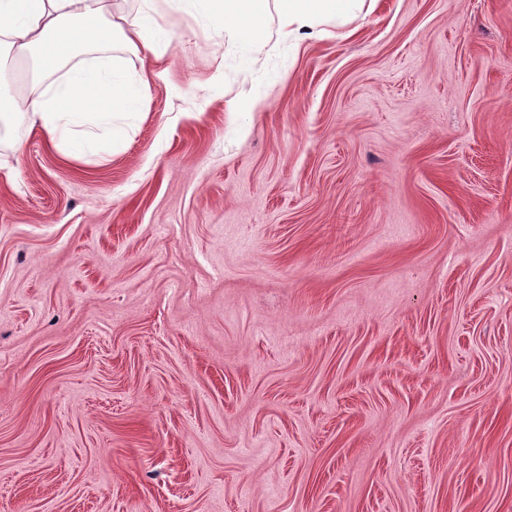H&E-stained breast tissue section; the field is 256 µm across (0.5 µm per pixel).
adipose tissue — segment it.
<instances>
[{
	"label": "adipose tissue",
	"instance_id": "1",
	"mask_svg": "<svg viewBox=\"0 0 512 512\" xmlns=\"http://www.w3.org/2000/svg\"><path fill=\"white\" fill-rule=\"evenodd\" d=\"M216 18L225 47L266 44L268 20L281 41L318 35L320 26L350 21L364 0H166ZM171 36L150 9L127 17L119 0H0V73L26 71L16 92L0 93V124L39 129L56 148L94 144L116 116L138 111L153 79L165 76L158 44ZM122 50L135 73L115 65Z\"/></svg>",
	"mask_w": 512,
	"mask_h": 512
}]
</instances>
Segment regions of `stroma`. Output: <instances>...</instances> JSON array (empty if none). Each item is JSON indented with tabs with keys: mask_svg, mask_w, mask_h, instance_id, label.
Instances as JSON below:
<instances>
[{
	"mask_svg": "<svg viewBox=\"0 0 512 512\" xmlns=\"http://www.w3.org/2000/svg\"><path fill=\"white\" fill-rule=\"evenodd\" d=\"M0 175V512H512V0H366Z\"/></svg>",
	"mask_w": 512,
	"mask_h": 512,
	"instance_id": "obj_1",
	"label": "stroma"
}]
</instances>
